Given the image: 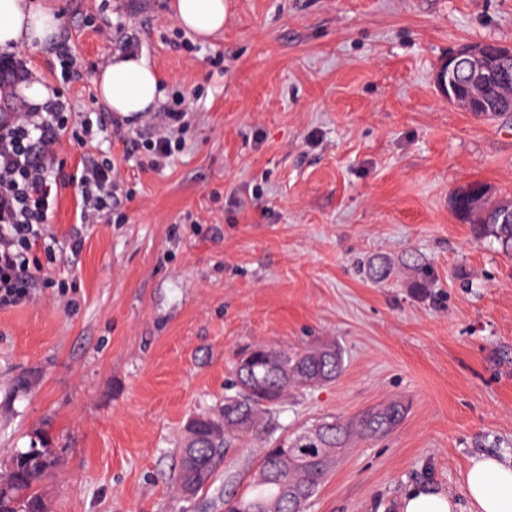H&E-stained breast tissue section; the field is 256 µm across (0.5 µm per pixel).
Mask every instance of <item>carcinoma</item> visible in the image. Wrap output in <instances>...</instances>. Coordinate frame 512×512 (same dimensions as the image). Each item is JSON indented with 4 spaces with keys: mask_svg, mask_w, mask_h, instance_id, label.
<instances>
[{
    "mask_svg": "<svg viewBox=\"0 0 512 512\" xmlns=\"http://www.w3.org/2000/svg\"><path fill=\"white\" fill-rule=\"evenodd\" d=\"M482 102L486 119L512 112V79L506 83L490 82L484 86ZM476 182L457 188L451 198L456 218L474 226L476 235L497 244L498 251L512 257V218L500 214L501 202L487 196L471 206L470 191ZM257 360L250 377L233 371L224 393L220 416L226 423L224 441L209 439L211 416L198 413L195 424L194 447H179L180 462L172 481L177 489L184 483L198 479L200 486H210L217 464L224 460L229 449L243 439L263 440L278 429V417L288 398L296 391H309L336 380L343 370V360L336 348L322 346L303 352L288 351L275 346L258 345ZM403 408L388 403L373 408L349 420H326L316 432H300L286 436L283 442L294 448L293 456L281 458L278 445L270 443L258 450L252 465L255 471L274 470L277 480L264 481L255 475L245 492L229 496L224 501V512H294L296 504L288 498L285 489L296 487L318 491L321 483L336 465L338 451L353 436L376 437L392 430L402 419ZM52 449L43 445V437L30 443L24 450L12 455L0 471V512H46V505L38 487L54 468L43 465V456Z\"/></svg>",
    "mask_w": 512,
    "mask_h": 512,
    "instance_id": "carcinoma-1",
    "label": "carcinoma"
}]
</instances>
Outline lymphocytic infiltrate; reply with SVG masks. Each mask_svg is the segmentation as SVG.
Segmentation results:
<instances>
[{
    "label": "lymphocytic infiltrate",
    "mask_w": 512,
    "mask_h": 512,
    "mask_svg": "<svg viewBox=\"0 0 512 512\" xmlns=\"http://www.w3.org/2000/svg\"><path fill=\"white\" fill-rule=\"evenodd\" d=\"M186 114L169 108L166 122L142 141L124 140L125 157L136 151L154 161L170 158L181 147L177 130ZM103 117L73 119L68 99L51 92L41 104L22 112L0 113V307L13 306L26 298V290L38 278L42 266L32 254L42 247L47 260L56 252L49 238V219L60 201V167L55 162L63 135L80 145L97 140L105 125ZM120 128V121L110 123ZM117 173L109 158L83 160L70 180L81 196L77 221L97 224L112 219L118 206Z\"/></svg>",
    "instance_id": "obj_1"
}]
</instances>
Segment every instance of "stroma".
I'll return each instance as SVG.
<instances>
[{
	"label": "stroma",
	"mask_w": 512,
	"mask_h": 512,
	"mask_svg": "<svg viewBox=\"0 0 512 512\" xmlns=\"http://www.w3.org/2000/svg\"><path fill=\"white\" fill-rule=\"evenodd\" d=\"M33 2L57 15L81 76L60 83L51 43L2 49L27 73L5 82L15 107L37 81L73 111H104L95 75L129 38L162 78L138 127L162 125L178 94L187 117L183 149L159 166L125 160L109 133L62 141L67 168L115 162L126 221L76 226L79 190L64 189L49 285L0 309V464L39 432L62 451L40 485L47 512H224V478L249 482L252 443L177 502L186 420L218 414L242 351L333 344L342 375L295 395L284 430L394 400L406 412L349 445L308 512H396L423 483L470 512L472 460L512 463V259L449 198L472 181L512 196V116L449 106L434 75L463 43L512 44V0H229L206 41L175 22L172 0ZM372 257L385 282L365 276ZM417 257L429 287L414 285Z\"/></svg>",
	"instance_id": "35a3bbf8"
}]
</instances>
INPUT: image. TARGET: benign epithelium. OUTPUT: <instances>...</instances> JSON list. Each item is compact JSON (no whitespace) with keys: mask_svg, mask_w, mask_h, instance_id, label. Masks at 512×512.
Returning a JSON list of instances; mask_svg holds the SVG:
<instances>
[{"mask_svg":"<svg viewBox=\"0 0 512 512\" xmlns=\"http://www.w3.org/2000/svg\"><path fill=\"white\" fill-rule=\"evenodd\" d=\"M460 56L466 57L471 65L473 91L463 94L458 91L452 79L453 69L447 64ZM512 63V45L500 44L496 51L488 50L483 41L462 44L448 54L438 66L435 77L438 93L449 105L463 112H471L479 106L477 90L483 82L490 78H504L508 75L509 64Z\"/></svg>","mask_w":512,"mask_h":512,"instance_id":"7a95c632","label":"benign epithelium"}]
</instances>
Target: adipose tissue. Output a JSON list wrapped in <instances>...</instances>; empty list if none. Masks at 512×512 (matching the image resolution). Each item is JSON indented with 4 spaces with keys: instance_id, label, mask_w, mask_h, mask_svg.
<instances>
[{
    "instance_id": "adipose-tissue-1",
    "label": "adipose tissue",
    "mask_w": 512,
    "mask_h": 512,
    "mask_svg": "<svg viewBox=\"0 0 512 512\" xmlns=\"http://www.w3.org/2000/svg\"><path fill=\"white\" fill-rule=\"evenodd\" d=\"M227 0H172L171 10L180 27L206 39L224 28ZM57 16L31 0H0V48L50 40ZM99 99L123 117H140L152 111L161 97L156 69L144 56L118 54L95 76ZM465 493L472 512H512V465L493 456L473 461L465 478ZM447 492L421 485L410 488L399 500V512H456Z\"/></svg>"
}]
</instances>
